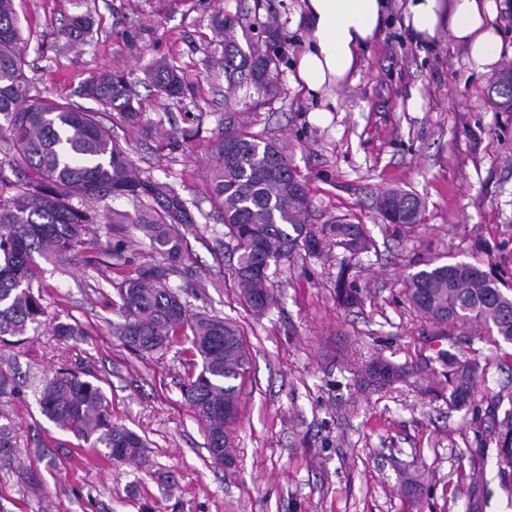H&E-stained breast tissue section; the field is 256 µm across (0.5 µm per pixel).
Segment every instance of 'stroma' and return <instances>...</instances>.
Wrapping results in <instances>:
<instances>
[{
  "mask_svg": "<svg viewBox=\"0 0 512 512\" xmlns=\"http://www.w3.org/2000/svg\"><path fill=\"white\" fill-rule=\"evenodd\" d=\"M405 4L389 0L359 78L315 97L289 82L308 39L300 0H15L40 95L94 111L84 82L103 67L127 74L143 125L123 126L108 112L102 122L145 175L200 209L169 284L185 290L190 311L239 324L249 366L227 469L211 459L182 395L192 371L183 345L138 354L115 334L113 268L157 263L147 240L126 235L108 267L42 262L48 321L79 322L86 335L64 344L42 329L0 346L21 387L0 395L19 445L14 465L0 468V512H512V465L498 452L512 407V367L503 363L512 345H492L477 325L439 335L405 298L408 274L433 260L479 265L512 287V112L487 107L489 74L472 71L448 35L429 48L410 38ZM220 11L272 22L286 41L277 94L246 84L225 98L214 66ZM78 16L93 25L71 44L61 32ZM160 58L183 74V97H157L144 83ZM230 108L248 131L286 146L316 223L345 219L371 240L356 259L329 241L270 267L277 302L261 317L239 298L233 244L203 180L206 144ZM396 187L422 198L421 223L382 222L376 198ZM340 277L358 303L343 302ZM452 357L478 366L464 402L452 396ZM377 361L399 378L365 377ZM64 364L102 387L114 422L146 439L145 463L111 465L41 414L34 392ZM29 468L43 474L41 498L26 491Z\"/></svg>",
  "mask_w": 512,
  "mask_h": 512,
  "instance_id": "obj_1",
  "label": "stroma"
}]
</instances>
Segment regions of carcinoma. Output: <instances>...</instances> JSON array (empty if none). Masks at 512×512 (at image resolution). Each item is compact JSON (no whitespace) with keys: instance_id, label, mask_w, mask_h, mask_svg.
<instances>
[{"instance_id":"obj_1","label":"carcinoma","mask_w":512,"mask_h":512,"mask_svg":"<svg viewBox=\"0 0 512 512\" xmlns=\"http://www.w3.org/2000/svg\"><path fill=\"white\" fill-rule=\"evenodd\" d=\"M216 35L224 55L228 90L249 83L266 93L276 91L274 71L282 59L268 53L267 38L243 51L239 37L249 28L237 17L216 15ZM13 0H0V344L21 345L29 332L52 327L58 339L82 340L85 333L68 323L49 324L41 292L34 290L38 260L71 266L94 265L112 256L91 237L95 224H111L124 234L133 228L149 241L162 261L138 267L116 288L123 323V344L139 354L158 353L185 340L187 352L201 361L188 377L183 396L204 426L213 460L234 461L232 433L240 412V385L248 368V352L237 324L208 313L189 314L187 302L167 283L168 273L181 262L183 230L196 223L188 202L167 183L143 176L112 132L88 112L32 94ZM145 80L159 96L184 93L183 76L165 60L145 69ZM84 95L103 110L118 112L128 127L143 122L141 105L123 72L104 68L90 77ZM486 103L496 112H512V61L489 81ZM209 197L221 214L225 235L234 242L236 263L230 268L243 299L260 316L276 303L268 269L298 250L321 251L332 239L352 256L369 249L360 224L335 220L310 227L309 190L293 169L279 142L248 132L225 117L224 132L211 143L206 168ZM137 202L132 212L104 205L110 198ZM376 208L390 224L409 227L420 222L421 198L391 188L376 199ZM406 299L412 309L434 326L477 324L486 335L512 344V294L479 266L432 262L408 275ZM455 396L466 398L476 366L448 359ZM40 412L59 429L92 448L107 449L112 463L136 462L146 456V441L112 422L102 387L82 371L60 367L35 393ZM507 429L500 455L512 461V408L505 411ZM17 441L11 419L0 417V463L16 457Z\"/></svg>"}]
</instances>
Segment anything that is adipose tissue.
I'll return each mask as SVG.
<instances>
[{"label": "adipose tissue", "instance_id": "1", "mask_svg": "<svg viewBox=\"0 0 512 512\" xmlns=\"http://www.w3.org/2000/svg\"><path fill=\"white\" fill-rule=\"evenodd\" d=\"M388 0H301L309 47L295 65V85L319 96L344 86L360 70L362 52L379 33ZM495 0H408L405 24L415 42L430 45L440 30L467 51L471 69L485 73L501 56Z\"/></svg>", "mask_w": 512, "mask_h": 512}]
</instances>
